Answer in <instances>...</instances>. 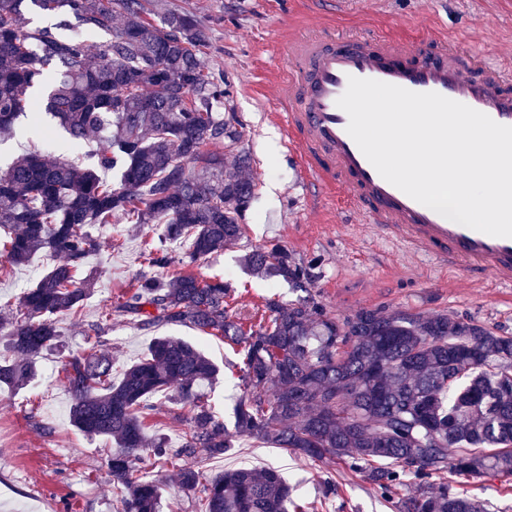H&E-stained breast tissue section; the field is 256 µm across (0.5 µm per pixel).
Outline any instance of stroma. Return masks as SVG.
Returning a JSON list of instances; mask_svg holds the SVG:
<instances>
[{"mask_svg": "<svg viewBox=\"0 0 512 512\" xmlns=\"http://www.w3.org/2000/svg\"><path fill=\"white\" fill-rule=\"evenodd\" d=\"M193 11L209 33L204 51L208 69L227 91L221 114H234L242 126V145L253 158L258 190L246 216L240 244L198 259L189 273L204 281L224 280L231 287L228 307L250 322L267 313L268 299H296L289 283L270 281L245 270L241 259L255 248L281 245L300 263L318 260L310 288L326 313L340 318L362 307L391 311L444 312L468 318L503 336H512V288H474L466 279H441L426 259L404 253L369 232L354 234L356 217L327 202L318 187L289 161L288 130L275 122L279 87L290 67L279 47L288 38L311 30L339 34L364 31L414 38L426 31L447 36L482 56L490 65L512 68V0H167ZM97 139L81 149L68 147L58 129L24 133L0 144V161L32 151L66 154L81 163ZM162 230L158 224H129L116 219L91 229L100 244L90 256L95 266L94 294L80 321L61 316V347L44 351L36 377L22 389L0 388V512H121L112 494V476L104 459L112 443L84 435L69 419L70 393L61 368L69 355L87 350L89 323L101 320L106 307L123 300L136 280L148 274L140 253L145 240ZM37 254L28 265L0 275V318L16 313L18 301L51 266ZM105 346L112 353V377L145 355L157 336L190 339L220 368L209 403L217 418L232 425V409L243 393L232 347L218 336L189 326L140 329L128 317L107 320ZM188 412L158 394L149 401L145 423L149 436L165 437L179 447L188 427ZM273 468L315 502L318 512H395L373 486L330 461L298 459L287 449L238 438L224 457L199 465L201 482L236 468ZM139 476L157 483L168 512H200L201 491H183L170 464L142 452ZM485 500L488 512H512V491L499 478L482 477L460 484Z\"/></svg>", "mask_w": 512, "mask_h": 512, "instance_id": "35a3bbf8", "label": "stroma"}]
</instances>
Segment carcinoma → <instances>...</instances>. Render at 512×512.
<instances>
[{
	"label": "carcinoma",
	"mask_w": 512,
	"mask_h": 512,
	"mask_svg": "<svg viewBox=\"0 0 512 512\" xmlns=\"http://www.w3.org/2000/svg\"><path fill=\"white\" fill-rule=\"evenodd\" d=\"M160 0H0V142L19 117L38 110L76 147L101 133L95 163L30 153L0 172V258L27 264L40 251L59 256L24 293L21 317L3 330L10 356L0 358V385L17 389L35 375L38 355L62 342L57 318H78L94 292L81 270L98 244L89 232L121 216L163 225L162 239L192 240L188 263L244 238L257 182L252 158L221 144L242 141L234 117H223L224 88L205 66L209 36L192 13ZM37 10L57 18L28 27ZM105 33L94 50L74 33ZM116 169L119 184L99 171ZM166 275L144 276L116 311L140 327L191 326L243 346L245 395L235 405L234 431L205 404L218 367L190 340L158 336L148 354L112 381V355L101 349L105 328L91 323L96 345L69 358L64 378L74 427L110 438L112 493L123 512H162L160 487L138 478L134 462L146 445L159 457L216 458L247 436L297 457H331L395 501L397 512H484L460 479L512 478V336L446 313L360 308L335 319L311 294L313 266L279 245L243 257L253 274L283 280L305 293L267 302L268 321L245 327L228 313L229 285L174 269L160 245L144 252ZM159 392L189 408L175 451L148 441L141 419ZM194 491L199 472H177ZM205 512H308L274 470L240 468L203 487Z\"/></svg>",
	"instance_id": "cac0c4a2"
}]
</instances>
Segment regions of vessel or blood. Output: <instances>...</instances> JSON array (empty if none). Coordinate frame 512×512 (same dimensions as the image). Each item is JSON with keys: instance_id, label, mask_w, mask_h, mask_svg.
<instances>
[{"instance_id": "vessel-or-blood-1", "label": "vessel or blood", "mask_w": 512, "mask_h": 512, "mask_svg": "<svg viewBox=\"0 0 512 512\" xmlns=\"http://www.w3.org/2000/svg\"><path fill=\"white\" fill-rule=\"evenodd\" d=\"M283 52L291 68L281 86L290 159L342 210L442 274L511 287L512 238L452 222L383 179L348 134L336 101L354 76L436 92L512 126V78L432 34L416 45L374 34H305Z\"/></svg>"}]
</instances>
